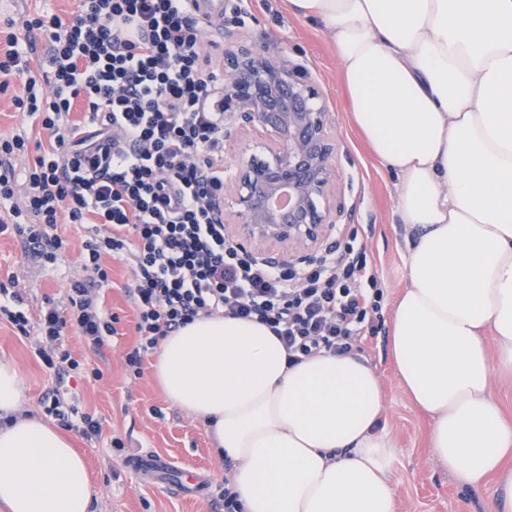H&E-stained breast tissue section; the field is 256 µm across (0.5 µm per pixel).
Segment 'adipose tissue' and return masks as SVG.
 Returning a JSON list of instances; mask_svg holds the SVG:
<instances>
[{
    "mask_svg": "<svg viewBox=\"0 0 512 512\" xmlns=\"http://www.w3.org/2000/svg\"><path fill=\"white\" fill-rule=\"evenodd\" d=\"M289 3L324 28L353 120L398 180L401 385L432 419L438 464L465 488L497 476L485 512H512V420L491 396L495 376H512V0ZM154 372L235 461L244 512H396L383 390L357 353L291 367L265 325L210 318L163 338ZM22 394L0 365V505L90 512L82 457L18 416Z\"/></svg>",
    "mask_w": 512,
    "mask_h": 512,
    "instance_id": "1",
    "label": "adipose tissue"
}]
</instances>
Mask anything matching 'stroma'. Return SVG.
<instances>
[{
	"instance_id": "35a3bbf8",
	"label": "stroma",
	"mask_w": 512,
	"mask_h": 512,
	"mask_svg": "<svg viewBox=\"0 0 512 512\" xmlns=\"http://www.w3.org/2000/svg\"><path fill=\"white\" fill-rule=\"evenodd\" d=\"M224 21L248 41L278 43L289 63L301 66L322 92L334 120L337 188L350 210L346 225L357 229L360 240L376 257L385 282L383 312L391 314L407 286V231L396 215L397 180L371 153L351 122L339 63L323 28L291 11L287 0H243L240 11L225 10ZM58 231L71 245L52 265L27 255L16 240L0 238V280L17 277L24 308L33 316L50 300L65 306L69 280L82 274L81 243L86 227L62 224ZM107 266L110 277L102 309L114 319V336L98 354L89 350L77 333L68 336L76 358L100 369L101 378L71 376L57 383L55 374L34 353L36 334L24 336L9 323L0 322V364L12 366L23 382L21 412L43 417L42 397L60 384L79 410L101 421L103 435L98 442H88L75 432L69 435L88 465L92 512H222L214 501L228 464L216 457L205 424L165 397L151 366H144L138 378L125 366V355L137 336L126 293L133 283L132 273L117 261H108ZM363 348L385 393L380 426L395 449L389 483L397 512H484L495 481L464 489L436 464L429 447L431 419L411 404L399 383L388 351L387 328H380ZM115 437L121 439V447H111ZM140 450L168 456L189 471L208 470L210 484L205 494L186 496L146 483L127 463L128 457Z\"/></svg>"
}]
</instances>
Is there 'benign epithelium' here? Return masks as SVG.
<instances>
[{
  "instance_id": "7a95c632",
  "label": "benign epithelium",
  "mask_w": 512,
  "mask_h": 512,
  "mask_svg": "<svg viewBox=\"0 0 512 512\" xmlns=\"http://www.w3.org/2000/svg\"><path fill=\"white\" fill-rule=\"evenodd\" d=\"M224 37V223L242 247H276L286 259L312 251L346 217L336 192V138L319 88L283 50L229 27ZM288 189V204L275 200Z\"/></svg>"
}]
</instances>
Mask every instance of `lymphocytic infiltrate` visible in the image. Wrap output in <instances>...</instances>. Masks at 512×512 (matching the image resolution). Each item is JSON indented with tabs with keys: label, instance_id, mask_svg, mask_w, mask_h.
Masks as SVG:
<instances>
[{
	"label": "lymphocytic infiltrate",
	"instance_id": "1",
	"mask_svg": "<svg viewBox=\"0 0 512 512\" xmlns=\"http://www.w3.org/2000/svg\"><path fill=\"white\" fill-rule=\"evenodd\" d=\"M205 30L192 0H77L65 16L0 20V93L11 92L29 124L0 135V236L52 263L67 247L59 224L93 227L67 311L39 315L36 354L48 368L86 371L65 343L69 328L96 353L114 335L100 307L108 258L134 273L137 343L126 360L137 376L162 338L198 319L266 325L292 367L360 350L376 333L385 284L356 232L338 228L336 244L300 264L228 236L215 210L224 96L202 50ZM35 34L46 43L39 59L27 48ZM42 406L86 440L102 434L59 390Z\"/></svg>",
	"mask_w": 512,
	"mask_h": 512
}]
</instances>
